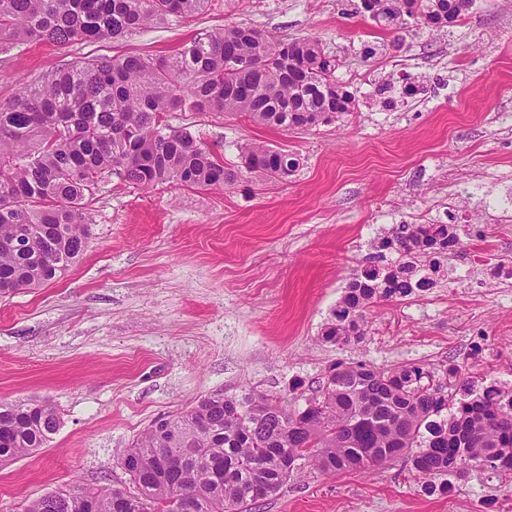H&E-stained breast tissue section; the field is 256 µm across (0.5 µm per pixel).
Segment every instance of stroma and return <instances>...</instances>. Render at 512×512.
Returning <instances> with one entry per match:
<instances>
[{
    "label": "stroma",
    "instance_id": "obj_1",
    "mask_svg": "<svg viewBox=\"0 0 512 512\" xmlns=\"http://www.w3.org/2000/svg\"><path fill=\"white\" fill-rule=\"evenodd\" d=\"M360 9L361 0H210L119 43L21 41L0 52L6 98L76 57L167 54L237 22L319 38L356 100L328 125L288 131L240 114H172L228 164L257 142L298 154L300 166L208 191L108 180L79 263L0 300V399L45 398L61 418L46 448L0 464V512L123 480L118 459L155 420L213 392L289 402L313 394L339 361L417 364L458 390L512 375V209L494 204L512 192V0H477L437 30L382 31ZM408 82L417 94H403ZM440 222L460 241L434 285L366 310L362 341H325L377 238ZM424 483L403 458L368 472L308 471L259 512H512V471L473 469L445 494Z\"/></svg>",
    "mask_w": 512,
    "mask_h": 512
}]
</instances>
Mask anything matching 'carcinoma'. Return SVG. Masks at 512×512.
I'll use <instances>...</instances> for the list:
<instances>
[{
  "label": "carcinoma",
  "mask_w": 512,
  "mask_h": 512,
  "mask_svg": "<svg viewBox=\"0 0 512 512\" xmlns=\"http://www.w3.org/2000/svg\"><path fill=\"white\" fill-rule=\"evenodd\" d=\"M382 29L408 20L458 22L476 0H364ZM209 0H0V50L18 39L60 46L124 41ZM339 61L307 36L281 41L233 24L205 31L165 56L76 58L0 99V299L58 280L82 257L90 206L106 180L141 188L176 183L211 190L293 174L300 160L259 143L232 167L172 112H231L282 130L312 128L352 112ZM458 244L453 224H396L379 238L386 265L354 275L323 336L365 335V310L434 284ZM419 365L374 368L340 361L304 405L274 395L222 392L152 425L119 459L128 484L71 486L29 500L21 512H175L178 491L194 512H252L306 469L369 470L404 457L426 479L464 481L473 462L512 471V394L470 386L456 398ZM60 415L47 400H0V462L47 446Z\"/></svg>",
  "instance_id": "obj_1"
}]
</instances>
